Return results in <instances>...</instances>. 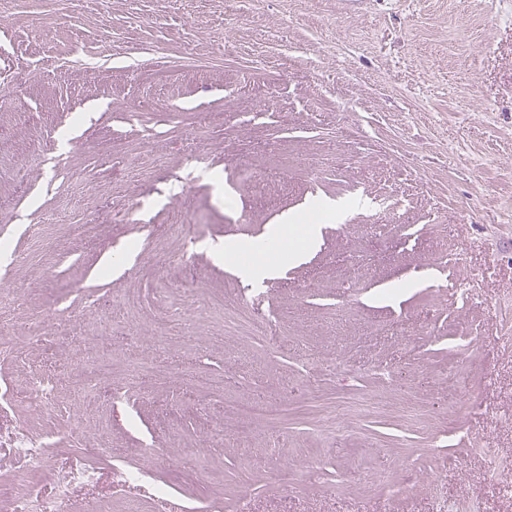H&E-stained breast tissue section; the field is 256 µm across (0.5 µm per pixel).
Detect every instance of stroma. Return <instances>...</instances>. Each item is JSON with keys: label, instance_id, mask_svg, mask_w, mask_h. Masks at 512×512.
Here are the masks:
<instances>
[{"label": "stroma", "instance_id": "1", "mask_svg": "<svg viewBox=\"0 0 512 512\" xmlns=\"http://www.w3.org/2000/svg\"><path fill=\"white\" fill-rule=\"evenodd\" d=\"M3 78L0 333L61 311L107 332L115 370L150 367L41 409L23 385L62 376L58 328L0 355L1 492L53 497L81 464L98 480L73 512H162L112 479L153 444L147 480L186 512H512V0H111L104 19L74 0L0 26ZM321 203L301 261L252 283L219 256ZM186 302L202 335L161 323ZM153 323L166 352L136 334ZM244 394L287 417L248 418ZM17 447L28 458V466L32 471H40L48 465L50 461L49 448L52 447L49 442L23 435L19 439Z\"/></svg>", "mask_w": 512, "mask_h": 512}]
</instances>
